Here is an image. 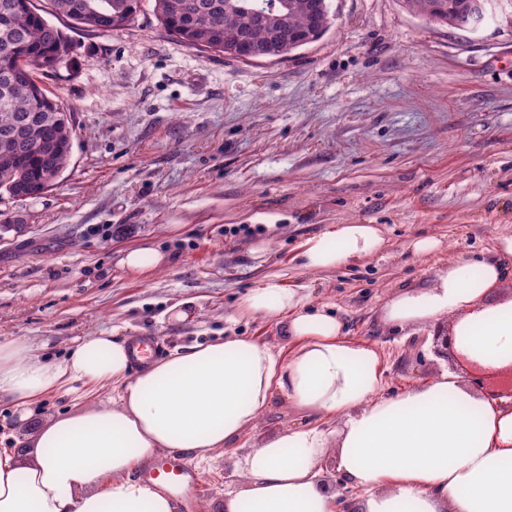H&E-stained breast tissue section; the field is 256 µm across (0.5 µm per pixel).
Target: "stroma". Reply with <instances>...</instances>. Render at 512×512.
Returning a JSON list of instances; mask_svg holds the SVG:
<instances>
[{"instance_id": "stroma-1", "label": "stroma", "mask_w": 512, "mask_h": 512, "mask_svg": "<svg viewBox=\"0 0 512 512\" xmlns=\"http://www.w3.org/2000/svg\"><path fill=\"white\" fill-rule=\"evenodd\" d=\"M153 7L143 0L132 25L106 34L54 20L75 61L43 85L71 114L73 153L41 197H0V337L55 364L74 338L111 331L153 337L166 356L223 336L279 348L282 326L239 310L276 275L309 286L379 351L386 396L446 370L470 375L437 346L452 318L405 338L381 310L397 287L430 280L437 259L498 256L512 237V0H496L477 31L401 0H331L320 40L255 60L182 43ZM328 224L380 225L389 248L302 271L299 244ZM422 236L441 240L440 257L413 255ZM134 246L159 249L163 267L129 272ZM111 395L54 392L26 422L1 402L0 446ZM303 421L275 396L236 443L193 464L187 512H224L225 492L243 484L238 460Z\"/></svg>"}]
</instances>
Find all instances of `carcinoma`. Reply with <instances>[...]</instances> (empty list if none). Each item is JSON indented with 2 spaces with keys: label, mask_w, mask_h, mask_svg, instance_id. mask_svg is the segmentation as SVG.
<instances>
[{
  "label": "carcinoma",
  "mask_w": 512,
  "mask_h": 512,
  "mask_svg": "<svg viewBox=\"0 0 512 512\" xmlns=\"http://www.w3.org/2000/svg\"><path fill=\"white\" fill-rule=\"evenodd\" d=\"M164 27L181 42L200 49L245 57L290 35L288 53L319 40L331 23L329 0H276L269 18L263 0H154ZM459 0H403L411 13L448 24ZM142 0H49L48 14L76 29L109 33L135 20ZM72 40L45 19L33 0H0V194L25 201L55 185L70 163L71 114L47 94L41 78L73 60Z\"/></svg>",
  "instance_id": "carcinoma-1"
}]
</instances>
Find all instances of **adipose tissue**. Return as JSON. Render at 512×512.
<instances>
[{"mask_svg":"<svg viewBox=\"0 0 512 512\" xmlns=\"http://www.w3.org/2000/svg\"><path fill=\"white\" fill-rule=\"evenodd\" d=\"M376 224H331L296 259L331 271L383 252ZM505 269L459 257L428 285L383 305L396 331L450 316L457 349L488 369L512 366V294L496 296ZM241 309L282 325L288 353L245 336L187 346L140 370L117 336L75 338L62 363L24 340L0 341V399L29 420L41 399L74 383L112 390L109 402L54 418L24 449L0 448V512H176L164 486L133 476L161 451L208 461L253 427L275 396L313 416L238 462L244 485L224 512H512V403L446 372L387 398L376 349L348 338L341 320L300 288L267 278ZM358 492L340 506L320 463Z\"/></svg>","mask_w":512,"mask_h":512,"instance_id":"1","label":"adipose tissue"}]
</instances>
